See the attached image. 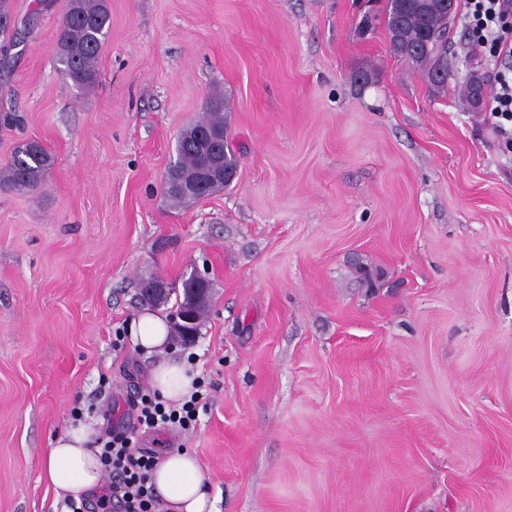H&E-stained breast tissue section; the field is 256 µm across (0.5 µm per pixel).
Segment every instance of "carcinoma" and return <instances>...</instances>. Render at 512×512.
I'll list each match as a JSON object with an SVG mask.
<instances>
[{"instance_id":"carcinoma-1","label":"carcinoma","mask_w":512,"mask_h":512,"mask_svg":"<svg viewBox=\"0 0 512 512\" xmlns=\"http://www.w3.org/2000/svg\"><path fill=\"white\" fill-rule=\"evenodd\" d=\"M381 16L385 17L392 52L419 66L431 84L446 85L451 67L440 75L433 76L431 71L439 60L450 62L455 55L450 50L448 16L431 9L426 0H386V5L375 11V17ZM110 20L107 0H66L55 35L57 62L78 89H88L96 81L100 45ZM205 128L224 130L222 99L212 100L204 115L178 136L176 159L168 170L173 182L192 186L204 174L210 157L197 143L196 133ZM51 165L52 156L43 144L23 141L0 169V186L17 192L34 191ZM221 188V183L209 184L198 194L186 195L172 186L166 194L172 204L182 205Z\"/></svg>"}]
</instances>
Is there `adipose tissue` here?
I'll return each instance as SVG.
<instances>
[{
    "label": "adipose tissue",
    "instance_id": "obj_1",
    "mask_svg": "<svg viewBox=\"0 0 512 512\" xmlns=\"http://www.w3.org/2000/svg\"><path fill=\"white\" fill-rule=\"evenodd\" d=\"M169 325L161 315L145 310L130 319L129 340L136 348L151 353L163 351L169 341ZM197 370L187 362L162 360L151 371L150 386L164 401L182 403L194 390ZM94 423L69 426L50 443L45 458V473L58 497L78 495L101 487L104 475L99 451L92 442ZM152 482L163 512H206L209 488L196 455L187 449L161 458Z\"/></svg>",
    "mask_w": 512,
    "mask_h": 512
}]
</instances>
